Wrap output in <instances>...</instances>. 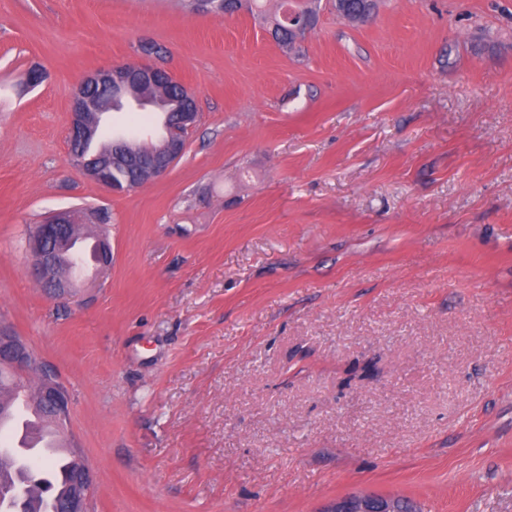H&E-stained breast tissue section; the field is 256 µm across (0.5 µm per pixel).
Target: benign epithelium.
Segmentation results:
<instances>
[{"instance_id":"benign-epithelium-1","label":"benign epithelium","mask_w":512,"mask_h":512,"mask_svg":"<svg viewBox=\"0 0 512 512\" xmlns=\"http://www.w3.org/2000/svg\"><path fill=\"white\" fill-rule=\"evenodd\" d=\"M163 77L169 78L171 74L153 62L136 63L129 68L117 65L89 73L74 93L70 112L69 141L70 144L79 146L75 154L77 165L101 186L111 191L116 190L112 181V160L119 159L127 153L130 141L125 134L117 133L112 136L111 151L84 156L83 149L98 135L103 116L112 111V96L95 100L94 91H110L133 84L153 86ZM183 97L187 107L177 113L173 121L163 120V134L157 148L151 151L147 163L136 165L137 181L143 185L166 175L185 151L186 134L196 125L199 112L195 97L186 88L183 89ZM77 225L78 212L62 211L37 225L28 239L35 279L58 297L69 295L73 288L71 280L58 277L57 269L62 253L73 246L71 228ZM111 265L112 245L108 238L103 236L96 244V268L101 270ZM34 358L33 350L23 339L16 336L10 326H0L1 364L4 363L24 375L28 373V366ZM42 396L60 414L69 413V395L59 383L51 382L44 386ZM34 485L44 492L48 490V486L40 480H28L16 485L12 491V512H27L29 494ZM323 512H399L398 499L377 495L348 496L336 500Z\"/></svg>"}]
</instances>
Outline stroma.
I'll use <instances>...</instances> for the list:
<instances>
[{"label": "stroma", "instance_id": "stroma-1", "mask_svg": "<svg viewBox=\"0 0 512 512\" xmlns=\"http://www.w3.org/2000/svg\"><path fill=\"white\" fill-rule=\"evenodd\" d=\"M302 2L0 0V323L69 391L91 512H512V0H317L284 49ZM144 41L199 118L113 193L71 96ZM62 209L112 265L55 298L26 241ZM376 7V0H341L339 12L344 13L350 20L365 21L372 14ZM324 512H399L396 497L354 495L336 500Z\"/></svg>", "mask_w": 512, "mask_h": 512}]
</instances>
